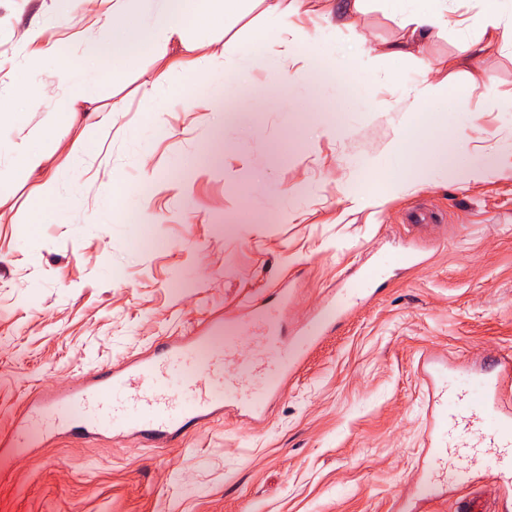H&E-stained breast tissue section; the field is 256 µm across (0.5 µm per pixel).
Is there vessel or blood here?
<instances>
[{"label":"vessel or blood","instance_id":"b4317fda","mask_svg":"<svg viewBox=\"0 0 512 512\" xmlns=\"http://www.w3.org/2000/svg\"><path fill=\"white\" fill-rule=\"evenodd\" d=\"M381 266L365 270L345 293L350 301L369 296ZM326 324L317 317L282 359L269 362L271 336L262 311L248 331L224 336L221 320L188 336L168 338L152 354L121 367L102 366L75 375L68 388L47 386L26 399L10 432L0 437V473L18 470V451L64 435L92 438L102 430L135 437L140 445H173L207 421L232 395L257 416L295 376L304 346L313 345ZM512 375V353L496 356L490 370L474 371L440 388L435 399L439 430L429 451L431 474L467 482L472 468L484 464L512 468V413L492 402L490 393Z\"/></svg>","mask_w":512,"mask_h":512}]
</instances>
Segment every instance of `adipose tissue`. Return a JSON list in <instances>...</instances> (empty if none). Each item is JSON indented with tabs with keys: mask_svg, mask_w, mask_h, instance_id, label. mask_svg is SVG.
Here are the masks:
<instances>
[{
	"mask_svg": "<svg viewBox=\"0 0 512 512\" xmlns=\"http://www.w3.org/2000/svg\"><path fill=\"white\" fill-rule=\"evenodd\" d=\"M101 0H79L84 12L95 17L99 32L90 36L92 55L124 56L134 50H150L160 55H171L172 61L164 65L145 83L146 94L153 95L165 89L175 71L197 73L208 68L212 57L205 53L204 44L193 38L196 29L217 30L227 18L238 15L245 0H111L109 12H101ZM261 12L258 26L250 43L240 51L237 60L239 79L236 83V105L225 111L228 124L247 121L251 105L257 96L256 87L247 80L258 60H265L273 69L281 71L300 64L301 56L294 52L295 43L305 40L306 33L293 17L299 6L294 0H255ZM399 15L400 26L405 32L402 41L377 47L370 36L361 35L360 53L373 58L376 55H405L407 49H424L429 38L443 31L449 24L448 0H391ZM482 9L474 26L476 37L463 40L458 51L473 55L500 49L512 44V20L502 12L500 0H481ZM275 44L276 51L262 55L266 44ZM23 46L27 48L30 64H39L45 57L60 61L67 83L66 90L58 97L56 108L65 123H73L79 115L106 123L105 111L98 104L95 93L98 76L70 61L65 51L53 43L44 26H33L24 33ZM426 132L418 127L405 132L395 144L393 155L403 158L409 145L420 142L424 148L416 153L413 163L424 182H432L434 173L446 171L451 143L431 146ZM51 151L30 145L28 138L0 140V155L10 159V170L27 176L36 174L42 179L41 192L31 206L30 224L45 223L60 204L61 188L70 178L75 162L86 150L81 142H68L52 138ZM64 155L58 166L49 165L50 153Z\"/></svg>",
	"mask_w": 512,
	"mask_h": 512,
	"instance_id": "adipose-tissue-1",
	"label": "adipose tissue"
}]
</instances>
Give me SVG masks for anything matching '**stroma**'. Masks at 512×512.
I'll use <instances>...</instances> for the list:
<instances>
[{
  "label": "stroma",
  "instance_id": "35a3bbf8",
  "mask_svg": "<svg viewBox=\"0 0 512 512\" xmlns=\"http://www.w3.org/2000/svg\"><path fill=\"white\" fill-rule=\"evenodd\" d=\"M480 8L450 0L453 24L425 53L370 63L360 34L380 45L404 35L384 0L348 26L300 13L327 78L257 65L250 122L224 126L255 6L225 21L206 74H174L152 98L143 85L155 53L98 58L101 105H126L103 128L55 124L64 78L54 62L29 66L21 47L28 27L49 20L51 38L81 60L92 19L68 0H0V110L18 113L34 147L51 125L94 149L51 223H28L38 176L0 195V434L46 381L135 360L216 315L245 330L252 302L283 283L291 299L278 330L290 335L337 282L386 261L380 292L309 348L261 421L230 401L167 448L104 434L24 449V466L0 477V512H456L474 491L512 512V487L480 464L467 483L436 476L429 499L412 496L431 416L420 358L476 370L512 350V49L458 59L467 32L457 22ZM461 70L479 80L461 109L415 99L414 86L456 85ZM18 80L32 99L6 96ZM314 97L321 113L307 109ZM335 122L340 135L320 134ZM416 123L432 142H454L449 170L430 184L412 170L391 181L390 149ZM468 165L485 166L479 181L453 176ZM418 206L440 220L415 234L401 221ZM410 242L425 266L402 268Z\"/></svg>",
  "mask_w": 512,
  "mask_h": 512
}]
</instances>
